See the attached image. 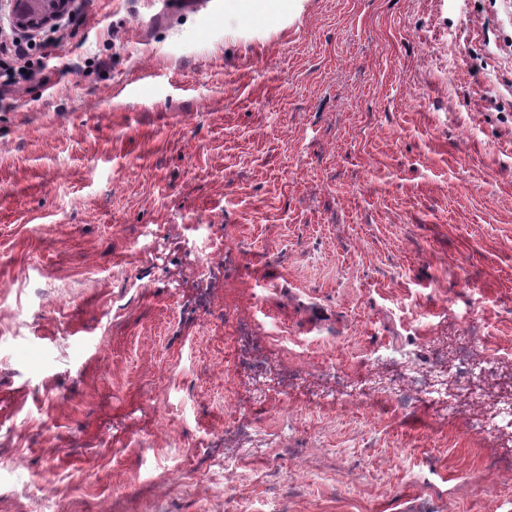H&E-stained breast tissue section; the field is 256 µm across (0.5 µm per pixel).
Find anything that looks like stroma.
Here are the masks:
<instances>
[{
  "instance_id": "stroma-1",
  "label": "stroma",
  "mask_w": 512,
  "mask_h": 512,
  "mask_svg": "<svg viewBox=\"0 0 512 512\" xmlns=\"http://www.w3.org/2000/svg\"><path fill=\"white\" fill-rule=\"evenodd\" d=\"M274 2L72 0L49 84L0 102V512L37 487L53 512H415L436 487L433 512H512L499 436L473 452L423 399L243 388L263 361L338 389L378 338L512 350V0Z\"/></svg>"
}]
</instances>
